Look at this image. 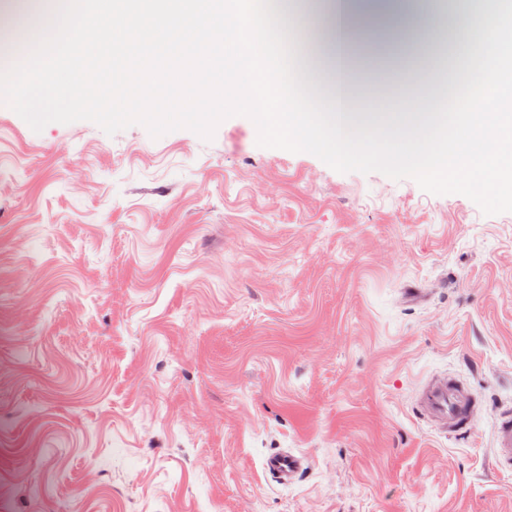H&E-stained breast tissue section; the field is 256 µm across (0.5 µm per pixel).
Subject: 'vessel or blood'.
<instances>
[{
    "instance_id": "b4317fda",
    "label": "vessel or blood",
    "mask_w": 512,
    "mask_h": 512,
    "mask_svg": "<svg viewBox=\"0 0 512 512\" xmlns=\"http://www.w3.org/2000/svg\"><path fill=\"white\" fill-rule=\"evenodd\" d=\"M477 402V397L463 382L435 375L420 386L413 408L428 425L457 436L473 429ZM494 438L498 466L512 468L511 408L496 412ZM307 468L306 458L290 449L276 450L265 456L262 463V469L270 480L283 486L294 484Z\"/></svg>"
}]
</instances>
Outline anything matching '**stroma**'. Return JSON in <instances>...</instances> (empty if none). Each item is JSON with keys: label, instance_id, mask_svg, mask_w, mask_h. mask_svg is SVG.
Instances as JSON below:
<instances>
[{"label": "stroma", "instance_id": "1", "mask_svg": "<svg viewBox=\"0 0 512 512\" xmlns=\"http://www.w3.org/2000/svg\"><path fill=\"white\" fill-rule=\"evenodd\" d=\"M417 76L388 56L361 111ZM256 139L0 103V512H512V212ZM438 372L468 435L412 414ZM496 461L500 468H512V409L502 408L495 414ZM262 469L272 482L287 486L308 469V462L291 449H278L264 457Z\"/></svg>", "mask_w": 512, "mask_h": 512}]
</instances>
